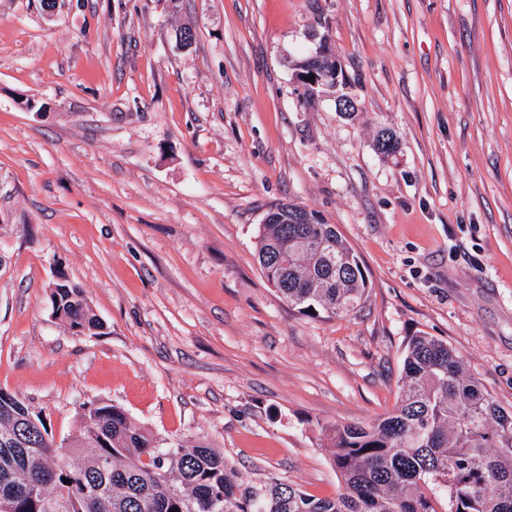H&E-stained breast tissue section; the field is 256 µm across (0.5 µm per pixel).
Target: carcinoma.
I'll return each instance as SVG.
<instances>
[{"label": "carcinoma", "instance_id": "cac0c4a2", "mask_svg": "<svg viewBox=\"0 0 512 512\" xmlns=\"http://www.w3.org/2000/svg\"><path fill=\"white\" fill-rule=\"evenodd\" d=\"M257 260L302 314L348 315L368 288L336 225L293 203L268 212ZM53 301L70 326L101 327L77 286L55 284ZM321 430L342 480L333 497L277 478L246 485L210 443L170 450L113 404L88 409L57 447L39 415L0 391V494L18 489L13 512H90L91 500L97 512H512V410L432 336L409 338L391 412Z\"/></svg>", "mask_w": 512, "mask_h": 512}]
</instances>
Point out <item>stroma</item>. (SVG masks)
Here are the masks:
<instances>
[{
  "mask_svg": "<svg viewBox=\"0 0 512 512\" xmlns=\"http://www.w3.org/2000/svg\"><path fill=\"white\" fill-rule=\"evenodd\" d=\"M322 43L341 83L312 95ZM288 202L361 258L356 312L263 276ZM60 273L97 332L56 317ZM419 333L512 409V0H0V389L56 439L114 404L333 496L320 426L390 412Z\"/></svg>",
  "mask_w": 512,
  "mask_h": 512,
  "instance_id": "35a3bbf8",
  "label": "stroma"
}]
</instances>
